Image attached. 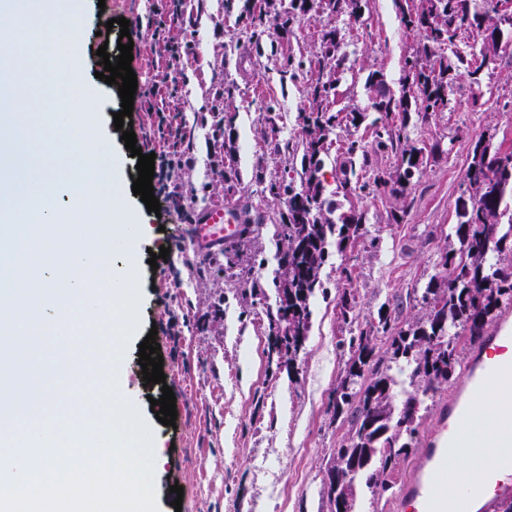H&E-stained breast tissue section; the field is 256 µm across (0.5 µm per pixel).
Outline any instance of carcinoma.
Wrapping results in <instances>:
<instances>
[{
	"label": "carcinoma",
	"instance_id": "obj_1",
	"mask_svg": "<svg viewBox=\"0 0 512 512\" xmlns=\"http://www.w3.org/2000/svg\"><path fill=\"white\" fill-rule=\"evenodd\" d=\"M363 0H270L268 8L247 9L239 17L251 49L259 55L278 52L276 34L288 28L294 13H310L326 4L331 15L362 16ZM401 13L405 28L416 32L420 41L404 60L400 96L391 94L383 75L370 73L367 89L372 109L380 114L372 122L374 143L350 139L340 163L338 191L406 198L412 171L420 167L421 149L410 144L406 121L398 126L386 122L399 112L407 117L415 111L427 121L448 110L449 94L463 74L479 84L480 70L494 62L496 38L508 26L498 24L492 15L476 5V0H405ZM474 35L478 51L458 53L450 61L441 47L453 42L461 31ZM320 49L309 61L317 73L311 86L307 109L300 112V134L296 141H271L273 153L302 151L301 172L269 185L270 192L285 200L287 213L279 225L284 250L273 278L275 306L266 313L275 330L272 351L292 363L303 350L311 328V299L323 288L320 274L332 256L343 251L346 241L364 226L363 213L353 211L337 224L331 218L332 204L323 198L318 173L330 135L343 127H358L361 112L330 111L337 75L348 59L340 30L332 23L323 26ZM392 154L405 166L403 175L387 179L373 170L371 156ZM369 173L362 182L355 166ZM468 195L457 200L458 223L454 236L458 247L445 251L441 265L446 275L429 282L420 295L421 308L403 328L397 326L400 314L379 315L377 327L361 329L341 342L348 358L344 375L337 382L333 400L334 415L345 417L348 430L343 443L330 450L325 474H334L337 485L322 489L326 512H338V503L354 504L356 481L377 494L393 487L396 467L405 460L417 442L423 397L437 390L455 375L467 347L477 345L487 327L505 304L512 303V267L499 264V252L512 240V224H499L505 197L512 198V151L490 152L478 140L466 173ZM231 267L234 257H210L196 268L201 279L211 278L221 262ZM288 331H283V322ZM409 383L414 390L399 401L395 389ZM357 461L356 471L348 473L344 457Z\"/></svg>",
	"mask_w": 512,
	"mask_h": 512
}]
</instances>
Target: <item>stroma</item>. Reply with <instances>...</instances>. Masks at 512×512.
I'll return each instance as SVG.
<instances>
[{"label":"stroma","mask_w":512,"mask_h":512,"mask_svg":"<svg viewBox=\"0 0 512 512\" xmlns=\"http://www.w3.org/2000/svg\"><path fill=\"white\" fill-rule=\"evenodd\" d=\"M257 5V0H88L80 17L79 59L90 76L98 69L99 46H106L110 56L119 54L120 31L106 29V21L123 17L130 22L131 67L139 90L132 120L143 153L171 149L170 139L158 133L161 113L171 132L191 146L189 164L167 170L154 188L159 213L149 212L137 196L128 198L153 234L136 261L138 329L125 342L126 394L160 441L162 464L154 485L161 512H321L325 461L346 430L332 407L347 359L341 340L377 324L381 309L401 307L406 321L416 314V292L445 273L440 257L457 221L456 203L466 188L475 141L512 151V51L481 69L479 89H472L468 78L457 79L447 111L428 123L414 113L406 119L392 115V123H406L412 143L425 152L406 201L338 193L337 161L346 137L368 144L373 137L366 124L331 135L322 155L323 196L335 215L362 211L365 228L324 266L326 292L313 298L309 336L294 365H287L271 352L273 331L265 312L276 299L271 279L282 251L277 223L287 207L267 185L299 171L301 158L271 154L266 138L273 134L292 141L298 135V116L316 73L307 69L286 81L282 64L287 58L305 62L314 57L327 16L297 18L280 38L278 55L260 57L237 23L241 12ZM175 9L182 19L170 23L169 38L193 44L178 62L154 36L158 22ZM363 16L371 26L364 36L347 17L336 19L348 62L334 107L371 120L369 73L381 72L391 93L400 95L403 62L419 37L403 27L397 0H365ZM225 82L235 87L234 107L217 113L214 93ZM270 107L279 115L273 131L265 120ZM218 122L224 127L219 139L213 131ZM228 156L241 173L231 193L219 175ZM259 166L264 169L260 185L254 181ZM219 202L241 208L248 223H261L260 252L256 259L241 260L247 275L224 271L202 282L194 273L199 257L187 244L185 214ZM163 246L170 250L168 259L149 265L151 252ZM344 267L351 278L341 276ZM255 288L264 290V302L243 305L242 292ZM345 290L355 298L350 322L336 305ZM151 332L161 346L165 385L176 398L172 427L158 421L150 404L165 385L144 383L138 362L139 345ZM419 464L416 455L402 461L393 476L394 490L382 497L358 486V512H399L398 487ZM173 485L184 489L178 510L169 491Z\"/></svg>","instance_id":"obj_1"}]
</instances>
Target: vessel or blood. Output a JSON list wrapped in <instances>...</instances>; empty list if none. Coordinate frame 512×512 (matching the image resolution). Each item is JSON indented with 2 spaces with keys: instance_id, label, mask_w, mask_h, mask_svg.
I'll return each instance as SVG.
<instances>
[{
  "instance_id": "b4317fda",
  "label": "vessel or blood",
  "mask_w": 512,
  "mask_h": 512,
  "mask_svg": "<svg viewBox=\"0 0 512 512\" xmlns=\"http://www.w3.org/2000/svg\"><path fill=\"white\" fill-rule=\"evenodd\" d=\"M243 230L242 211L217 203L195 213L188 238L197 253L213 255L234 243ZM492 381L512 382V320L507 318L478 345L468 393H457L445 404L421 465L403 485L404 512H489L498 499L512 494V398L501 401L493 436L469 426L474 414L470 393ZM454 452L477 460L476 480L448 478L446 462Z\"/></svg>"
}]
</instances>
